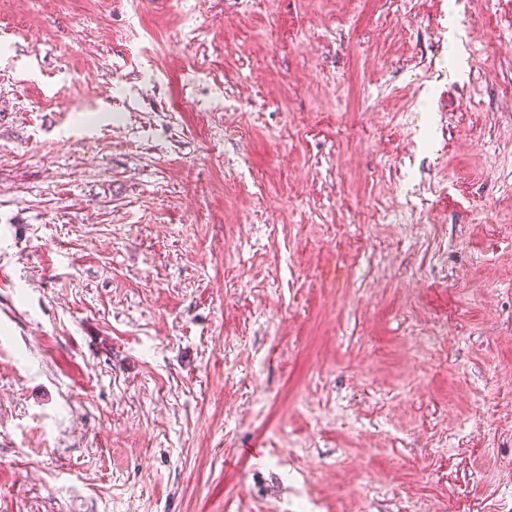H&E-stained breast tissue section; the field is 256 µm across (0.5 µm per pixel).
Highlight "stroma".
Instances as JSON below:
<instances>
[{
    "mask_svg": "<svg viewBox=\"0 0 512 512\" xmlns=\"http://www.w3.org/2000/svg\"><path fill=\"white\" fill-rule=\"evenodd\" d=\"M0 512H512V0H0Z\"/></svg>",
    "mask_w": 512,
    "mask_h": 512,
    "instance_id": "stroma-1",
    "label": "stroma"
}]
</instances>
